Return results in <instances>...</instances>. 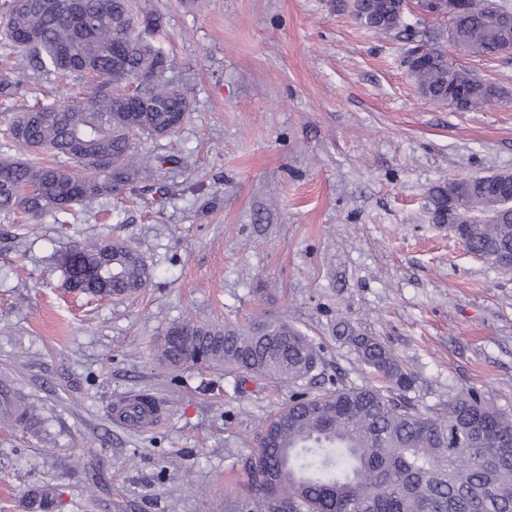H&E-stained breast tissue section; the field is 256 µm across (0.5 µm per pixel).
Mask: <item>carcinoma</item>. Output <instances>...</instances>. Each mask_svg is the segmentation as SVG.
I'll use <instances>...</instances> for the list:
<instances>
[{"instance_id":"cac0c4a2","label":"carcinoma","mask_w":512,"mask_h":512,"mask_svg":"<svg viewBox=\"0 0 512 512\" xmlns=\"http://www.w3.org/2000/svg\"><path fill=\"white\" fill-rule=\"evenodd\" d=\"M97 17L90 29H76L69 5L55 10L32 0L17 9L9 3L0 19L5 40L25 52L37 70L62 79L94 75L84 101L31 107L0 131L3 140L29 158L0 162V212L39 219L89 208L105 198L134 192L147 171L174 161L173 154L138 157L133 141L174 133L189 112L187 95L167 77L174 63L137 27L151 12L136 0H74ZM352 12L367 28L403 38L421 97L461 111L477 110L501 98L496 84L448 60L447 44L476 57L512 54V6L505 0H467L465 12L451 19L430 18L448 27L422 32L396 10L394 0H353ZM123 41V60L112 59V44ZM71 50L63 60L59 50ZM25 73H0V95L14 97ZM84 158V172L48 164L41 155ZM512 177L494 174L454 179L429 190L435 220L449 217L462 202L470 223L462 236L476 256L512 252V213L503 203ZM69 280L89 294L122 298L150 282V272L134 247L109 240L75 245L60 260ZM357 361L378 375L381 386L336 384L311 395L301 390L323 364L320 351L293 322L261 315L246 325L170 326L154 347L159 363L224 366L247 377L287 382L300 391L275 412L254 438L248 459L246 499L262 512H512V413L486 402L474 391L423 413L406 397L412 377L398 358L374 337L341 336ZM141 395L124 406L128 414L153 409ZM39 423L34 407L6 376L0 378V425ZM26 512H52L48 488L31 489Z\"/></svg>"}]
</instances>
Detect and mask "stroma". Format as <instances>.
I'll list each match as a JSON object with an SVG mask.
<instances>
[{
    "mask_svg": "<svg viewBox=\"0 0 512 512\" xmlns=\"http://www.w3.org/2000/svg\"><path fill=\"white\" fill-rule=\"evenodd\" d=\"M191 111L138 152L178 150L147 191L38 220L0 214V375L37 407L35 429L0 428V512L25 491L55 512H247L245 464L288 384L221 367L170 371L154 342L175 322L287 316L320 349L316 394L374 383L336 338L344 321L415 377L420 411L467 391L512 411V270L466 253L435 223L429 189L512 171V55L450 58L500 100L461 112L422 98L400 38L367 29L352 0H140ZM85 80L38 72L0 98L23 106L87 97ZM122 241L148 288L100 299L67 288L56 258ZM147 393L153 427L118 423ZM23 507L26 512H51L54 508L53 494L48 488L31 489Z\"/></svg>",
    "mask_w": 512,
    "mask_h": 512,
    "instance_id": "stroma-1",
    "label": "stroma"
}]
</instances>
